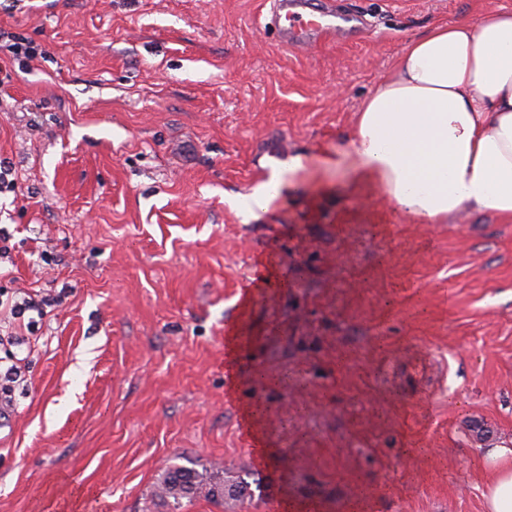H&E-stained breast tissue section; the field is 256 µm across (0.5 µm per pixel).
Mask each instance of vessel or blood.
<instances>
[{
	"label": "vessel or blood",
	"mask_w": 512,
	"mask_h": 512,
	"mask_svg": "<svg viewBox=\"0 0 512 512\" xmlns=\"http://www.w3.org/2000/svg\"><path fill=\"white\" fill-rule=\"evenodd\" d=\"M269 28L282 44L302 48L323 39L349 37L355 15L337 9L335 0H271Z\"/></svg>",
	"instance_id": "b4317fda"
}]
</instances>
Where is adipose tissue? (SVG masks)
Instances as JSON below:
<instances>
[{
    "label": "adipose tissue",
    "mask_w": 512,
    "mask_h": 512,
    "mask_svg": "<svg viewBox=\"0 0 512 512\" xmlns=\"http://www.w3.org/2000/svg\"><path fill=\"white\" fill-rule=\"evenodd\" d=\"M309 180L383 200L389 223L445 224L490 214L512 220V11L434 26L411 40L393 73L354 115L346 144L291 158L227 203L256 218ZM484 512H512V444L483 450Z\"/></svg>",
    "instance_id": "adipose-tissue-1"
}]
</instances>
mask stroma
Wrapping results in <instances>:
<instances>
[{"label": "stroma", "mask_w": 512, "mask_h": 512, "mask_svg": "<svg viewBox=\"0 0 512 512\" xmlns=\"http://www.w3.org/2000/svg\"><path fill=\"white\" fill-rule=\"evenodd\" d=\"M270 0H0V291L59 296L0 429V512H483L512 439V223L385 224L270 160L345 142L408 42L512 0H337L282 45ZM37 49L26 61L11 46ZM274 10L264 24L284 45L302 48L323 39L348 38L359 19L336 8L334 0H271ZM298 182L299 180L286 181L281 171L273 170L266 180L253 188L251 193L226 198L225 202L248 222L256 218L259 211L267 212L276 200L288 193V190L296 188ZM164 491L167 498L174 501V509H180L183 498H193L198 494L205 493L206 497L212 499L224 497V485L222 486L207 482L202 475L184 468L171 469L163 481Z\"/></svg>", "instance_id": "1"}]
</instances>
